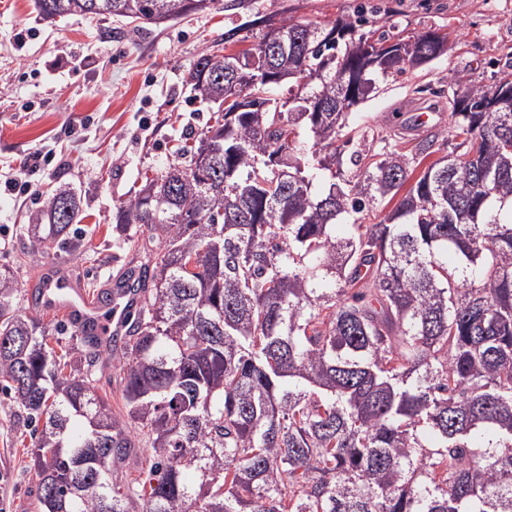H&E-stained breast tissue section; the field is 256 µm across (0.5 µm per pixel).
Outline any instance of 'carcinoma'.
Segmentation results:
<instances>
[{
  "instance_id": "carcinoma-1",
  "label": "carcinoma",
  "mask_w": 512,
  "mask_h": 512,
  "mask_svg": "<svg viewBox=\"0 0 512 512\" xmlns=\"http://www.w3.org/2000/svg\"><path fill=\"white\" fill-rule=\"evenodd\" d=\"M213 3L35 0L46 21L139 24ZM364 24L281 20L284 45L255 48L281 76L253 88L267 107L229 104L116 208L120 241H159L142 246L141 306L110 349L126 412L94 384L101 340L14 308L0 271V390L31 429L42 512H512V103L459 77L450 118L464 151L414 176L432 141L375 150L348 116L448 37L353 38ZM229 61L198 58V97L225 102ZM209 138L221 145L210 181L181 180ZM278 154L288 185L271 191L258 182H273ZM81 215L58 187L29 225L35 244L74 249ZM85 455L100 466L68 477Z\"/></svg>"
}]
</instances>
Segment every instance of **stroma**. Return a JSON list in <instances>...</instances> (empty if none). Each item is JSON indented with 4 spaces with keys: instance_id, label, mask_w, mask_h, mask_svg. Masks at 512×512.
Here are the masks:
<instances>
[{
    "instance_id": "obj_1",
    "label": "stroma",
    "mask_w": 512,
    "mask_h": 512,
    "mask_svg": "<svg viewBox=\"0 0 512 512\" xmlns=\"http://www.w3.org/2000/svg\"><path fill=\"white\" fill-rule=\"evenodd\" d=\"M364 11L369 30L448 35V53L427 67L379 80L352 119L375 146L409 152L433 140L432 158L456 148L448 92L458 76L492 85L512 65V0H215L212 8L158 25L112 18L40 19L34 0H0V268L17 290L14 305L43 322L64 312L34 300L45 268L79 280L88 293L139 266L141 256L112 235L119 202L144 174L171 162L186 139L216 112L188 83L193 63L213 45L254 48L273 16L324 23ZM233 32L225 40V32ZM431 109L415 126L409 108ZM27 181L14 197L4 179ZM83 202L77 251L33 248L28 218L57 187ZM30 433L0 393V512H40Z\"/></svg>"
}]
</instances>
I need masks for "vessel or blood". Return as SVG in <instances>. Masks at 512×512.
<instances>
[{"instance_id":"vessel-or-blood-1","label":"vessel or blood","mask_w":512,"mask_h":512,"mask_svg":"<svg viewBox=\"0 0 512 512\" xmlns=\"http://www.w3.org/2000/svg\"><path fill=\"white\" fill-rule=\"evenodd\" d=\"M114 301L100 307L91 302L82 288L53 271L42 277V298L45 304L68 311L78 324L92 326L96 336H117L126 327L129 315L138 305V297L126 287H114Z\"/></svg>"}]
</instances>
